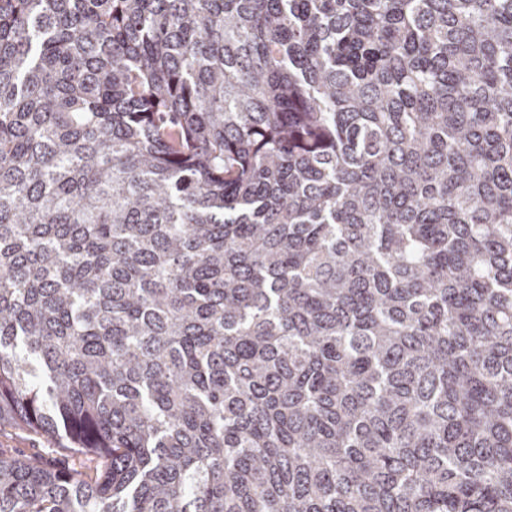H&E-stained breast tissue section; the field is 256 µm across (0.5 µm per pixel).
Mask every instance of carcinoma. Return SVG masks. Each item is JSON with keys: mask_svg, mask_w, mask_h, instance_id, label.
<instances>
[{"mask_svg": "<svg viewBox=\"0 0 512 512\" xmlns=\"http://www.w3.org/2000/svg\"><path fill=\"white\" fill-rule=\"evenodd\" d=\"M0 512H512V0H0ZM66 444L48 442L45 439L31 436L18 430H6L0 434V451L4 456L28 457L43 456L59 468H69L76 465L84 457L77 454Z\"/></svg>", "mask_w": 512, "mask_h": 512, "instance_id": "obj_1", "label": "carcinoma"}]
</instances>
